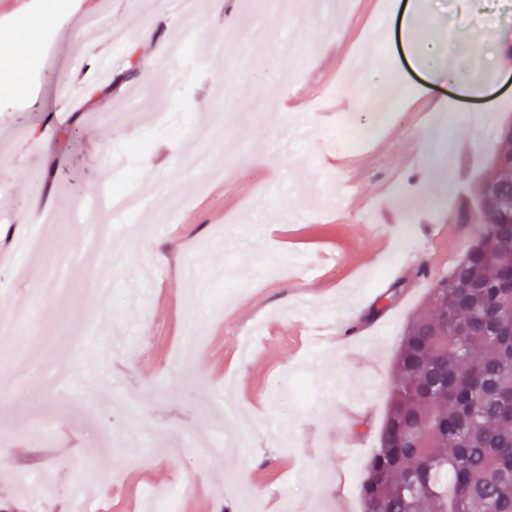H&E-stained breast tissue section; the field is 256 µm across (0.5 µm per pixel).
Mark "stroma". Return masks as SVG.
<instances>
[{
  "label": "stroma",
  "instance_id": "stroma-1",
  "mask_svg": "<svg viewBox=\"0 0 512 512\" xmlns=\"http://www.w3.org/2000/svg\"><path fill=\"white\" fill-rule=\"evenodd\" d=\"M387 29L375 19L381 0H314L306 14L262 18L253 0H201L191 16L154 17L148 0H0V41L23 35L26 16L49 31L40 72L31 52L11 53L0 69V226L23 229L36 208L57 207L66 223L47 232V247L22 263L0 267L10 288L0 291V318L39 333L82 332L94 325L111 356L88 347L70 361L74 392H48L38 375L40 349L14 363L0 353V512H31L10 471H51L54 488L40 512H70L74 497L91 512H144L148 489L180 483L175 512H237L262 500L265 512H362L365 464L379 445L390 405L393 365L405 324L425 313L431 289L463 256L471 236L464 219L476 206L486 168L498 152L495 127L512 122V62L484 74L479 97L463 96L451 80L437 86L448 100L443 123L418 96L427 75L412 65L399 41L405 0H391ZM108 9L113 26L130 36L113 49V71L140 64L138 81L90 91L86 53L111 49L105 35L80 31L81 16ZM267 21L290 43L309 49L301 71L285 68L270 50L245 39ZM236 36L223 60L205 70L192 63L165 68L157 58L184 31ZM416 43L433 49L440 66L466 72L468 53L456 36L472 30L483 53L512 44V6L489 9L486 0H422L413 21ZM255 53L240 70L239 53ZM386 64L413 95L369 145L349 152L336 120L380 85ZM159 92L173 116L155 130L138 97ZM124 111L123 128L103 130L91 114ZM223 113L224 127L205 141L192 127ZM485 113L484 124L469 121ZM146 143L132 158L128 187L140 188L197 156L219 157L229 146L233 174L199 191L180 184L186 206L177 224L157 233L155 212L133 217L139 237L128 242L129 264L115 273L109 310L79 303H44L28 297L41 269L60 259L81 230V209L98 193L105 154L124 147L126 133ZM348 179L324 180L337 161ZM459 227L447 259L431 264L428 279L412 284L404 269L431 263L437 244L430 224ZM327 225L316 234L312 225ZM202 309L199 341L182 350L181 310L188 299ZM370 317L359 342L337 344L333 330ZM236 385L237 412L224 420L212 407L224 380ZM55 431L33 433L42 414ZM130 424L137 440L111 445L114 429ZM234 441L221 457L197 467L192 443H205L215 426ZM287 432L281 442L279 432ZM82 467L74 468L70 459ZM122 473L112 477L110 465Z\"/></svg>",
  "mask_w": 512,
  "mask_h": 512
}]
</instances>
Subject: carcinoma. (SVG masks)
I'll list each match as a JSON object with an SVG mask.
<instances>
[{"instance_id": "carcinoma-1", "label": "carcinoma", "mask_w": 512, "mask_h": 512, "mask_svg": "<svg viewBox=\"0 0 512 512\" xmlns=\"http://www.w3.org/2000/svg\"><path fill=\"white\" fill-rule=\"evenodd\" d=\"M441 307L405 326L364 512H512V139Z\"/></svg>"}]
</instances>
